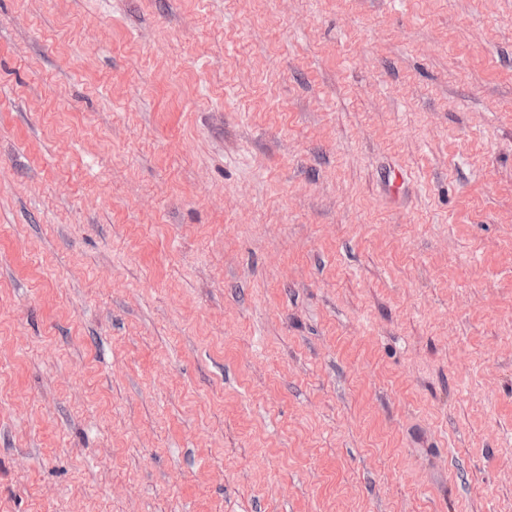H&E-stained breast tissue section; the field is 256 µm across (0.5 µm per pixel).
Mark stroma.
I'll use <instances>...</instances> for the list:
<instances>
[{
	"instance_id": "stroma-1",
	"label": "stroma",
	"mask_w": 512,
	"mask_h": 512,
	"mask_svg": "<svg viewBox=\"0 0 512 512\" xmlns=\"http://www.w3.org/2000/svg\"><path fill=\"white\" fill-rule=\"evenodd\" d=\"M0 512H512V0H0Z\"/></svg>"
}]
</instances>
